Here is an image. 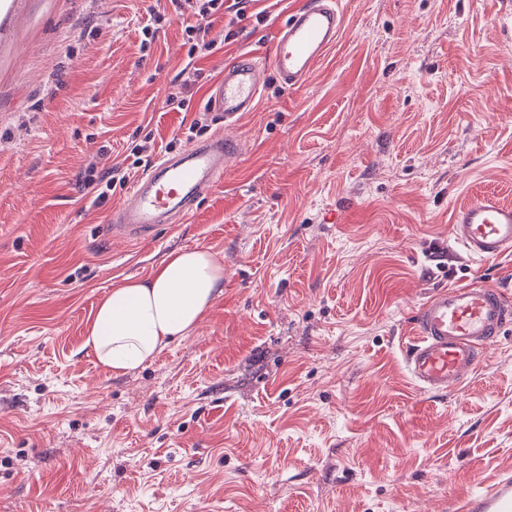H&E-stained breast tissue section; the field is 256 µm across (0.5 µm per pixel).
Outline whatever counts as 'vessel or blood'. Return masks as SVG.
I'll return each instance as SVG.
<instances>
[{"mask_svg": "<svg viewBox=\"0 0 512 512\" xmlns=\"http://www.w3.org/2000/svg\"><path fill=\"white\" fill-rule=\"evenodd\" d=\"M343 29L339 0H305L277 26L268 63L245 56L225 65L209 94L211 117L219 125H236L243 113L258 106L267 75H275L285 91L303 86ZM238 153L236 139L215 135L158 158L113 206V232L137 241L151 237L159 225L185 221ZM451 238L475 261L511 254L512 205L492 191L474 196L454 209ZM511 323L512 297L496 285L435 290L413 314L415 334L405 356L411 379L427 393L455 391L481 366ZM448 512H512V471L502 472L477 492L450 499Z\"/></svg>", "mask_w": 512, "mask_h": 512, "instance_id": "1", "label": "vessel or blood"}]
</instances>
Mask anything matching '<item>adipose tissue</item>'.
Returning a JSON list of instances; mask_svg holds the SVG:
<instances>
[{"label":"adipose tissue","mask_w":512,"mask_h":512,"mask_svg":"<svg viewBox=\"0 0 512 512\" xmlns=\"http://www.w3.org/2000/svg\"><path fill=\"white\" fill-rule=\"evenodd\" d=\"M223 293L222 256L202 248L174 251L148 278L126 281L104 296L84 346L113 375L132 373L190 336Z\"/></svg>","instance_id":"obj_1"}]
</instances>
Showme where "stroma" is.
<instances>
[{"label":"stroma","mask_w":512,"mask_h":512,"mask_svg":"<svg viewBox=\"0 0 512 512\" xmlns=\"http://www.w3.org/2000/svg\"><path fill=\"white\" fill-rule=\"evenodd\" d=\"M301 2L252 0L186 89L194 0H0V512H447L512 467V329L454 393L404 361L434 290L512 292V254L470 261L449 224L512 204V0H340L311 79L268 78L221 183L149 240L110 234L123 187L82 191L91 161L218 132L210 86ZM193 248L223 295L113 376L83 346L98 303Z\"/></svg>","instance_id":"35a3bbf8"}]
</instances>
